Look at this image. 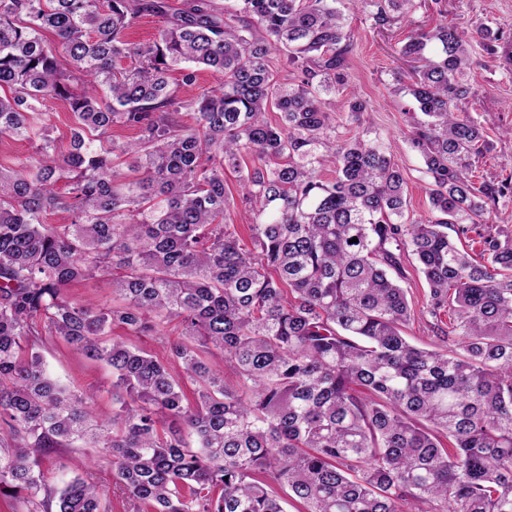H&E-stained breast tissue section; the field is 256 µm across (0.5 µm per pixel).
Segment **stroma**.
Returning a JSON list of instances; mask_svg holds the SVG:
<instances>
[{
    "mask_svg": "<svg viewBox=\"0 0 512 512\" xmlns=\"http://www.w3.org/2000/svg\"><path fill=\"white\" fill-rule=\"evenodd\" d=\"M336 6L347 19L352 42L347 86L368 104L367 111L356 116L338 113L336 139L343 142L365 130L380 136L406 177L404 190L409 215H428L430 177L421 155L408 144L411 117L417 106L398 81L399 75L410 71V63L401 56L400 49L411 28L434 26L440 17L468 27L483 23L501 32L494 52L474 46L468 75L474 94L463 102L462 108L480 123L487 142L483 156L473 168L474 182L498 185L512 178V0H417L410 16L394 19L383 27L376 26L369 10L353 0H337ZM403 267L401 285L407 290L415 312L404 334L415 346L433 347L436 338L431 331L432 319L424 313L427 287L415 257L406 255ZM42 353L63 383L75 388H96L99 412L111 414L112 373L107 366L73 352L55 337L46 338ZM92 454L89 448L66 451L61 467L47 468L50 483H57L63 473L72 477L92 472L95 482L107 494L110 512H124L123 494L114 484L111 466L103 462L88 469Z\"/></svg>",
    "mask_w": 512,
    "mask_h": 512,
    "instance_id": "1",
    "label": "stroma"
}]
</instances>
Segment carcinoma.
Returning a JSON list of instances; mask_svg holds the SVG:
<instances>
[{
	"label": "carcinoma",
	"mask_w": 512,
	"mask_h": 512,
	"mask_svg": "<svg viewBox=\"0 0 512 512\" xmlns=\"http://www.w3.org/2000/svg\"><path fill=\"white\" fill-rule=\"evenodd\" d=\"M357 3L382 27L415 7ZM145 16L165 26L131 41ZM498 40L445 18L402 46L431 178L430 214L411 219L378 140L331 137L323 96L368 109L344 91L336 0H0V138L34 148L0 164V509L108 512L92 473L57 486L43 469L96 448L128 512H512V231L481 236L477 259L448 235L503 193L468 177L483 132L460 108L472 42ZM200 67L217 89L179 100L171 72L190 87ZM53 100L73 117L64 154ZM117 125L140 139L114 141ZM226 169L250 248L226 222ZM405 252L428 313L450 311L442 347L403 334ZM96 277L112 305L67 295ZM146 334L167 358L125 339ZM47 335L112 368L111 417L52 376Z\"/></svg>",
	"instance_id": "cac0c4a2"
}]
</instances>
